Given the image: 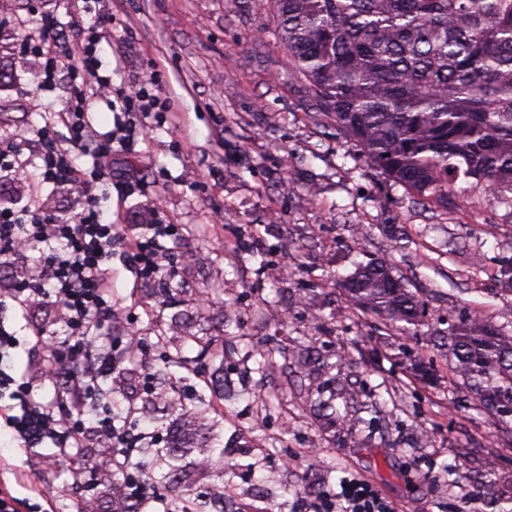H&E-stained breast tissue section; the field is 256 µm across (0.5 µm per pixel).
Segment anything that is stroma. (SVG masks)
I'll return each mask as SVG.
<instances>
[{
    "instance_id": "stroma-1",
    "label": "stroma",
    "mask_w": 512,
    "mask_h": 512,
    "mask_svg": "<svg viewBox=\"0 0 512 512\" xmlns=\"http://www.w3.org/2000/svg\"><path fill=\"white\" fill-rule=\"evenodd\" d=\"M103 10L113 88L143 82L162 102L112 161L144 187L109 200L112 221L134 234L155 218L179 234L167 243L168 293L114 252L112 302L123 320L112 335L132 329L145 342L101 384L135 404L131 424L161 445L201 396L224 408L160 492L178 502L218 488L223 512H296L352 475L396 512H512V417L474 403L448 346V321L464 312L512 328V292L495 275L512 258V204L472 179L447 204H418L355 157L292 77L270 11L252 0H103ZM46 14L66 42L90 22L82 0H0V129L42 126L46 104L69 89L65 72L55 93L37 91L34 65L8 48L18 22L33 31ZM368 253L425 302L419 335L346 295L343 279ZM274 265L287 275L269 278ZM12 319L27 341L19 364L33 394L50 398L36 367L46 349L31 338L63 327L61 313L42 304ZM155 321L214 339L223 364L189 348L203 379L165 370L148 340ZM299 349L310 352L306 364L293 358ZM0 455L30 482L63 483L52 449L26 452L4 431Z\"/></svg>"
}]
</instances>
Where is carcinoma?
<instances>
[{
    "mask_svg": "<svg viewBox=\"0 0 512 512\" xmlns=\"http://www.w3.org/2000/svg\"><path fill=\"white\" fill-rule=\"evenodd\" d=\"M296 76L336 134L419 201L474 179L512 201V0H275ZM345 289L411 336L424 302L377 259ZM454 371L480 404L512 416V333L475 314L448 322ZM211 342L153 326L170 366Z\"/></svg>",
    "mask_w": 512,
    "mask_h": 512,
    "instance_id": "1",
    "label": "carcinoma"
}]
</instances>
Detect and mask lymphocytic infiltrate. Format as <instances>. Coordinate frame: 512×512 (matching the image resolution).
Masks as SVG:
<instances>
[{"instance_id":"f902f5d3","label":"lymphocytic infiltrate","mask_w":512,"mask_h":512,"mask_svg":"<svg viewBox=\"0 0 512 512\" xmlns=\"http://www.w3.org/2000/svg\"><path fill=\"white\" fill-rule=\"evenodd\" d=\"M56 26L55 16H45L37 31L25 33L15 44L18 54L38 58L35 84L43 93L55 91L58 74L65 66ZM111 34V20L97 13L72 42L78 79L72 82L60 109H48L43 126L31 138L36 142L32 156L22 155L31 140L24 132L0 133V179L21 177L38 186L70 185L78 193L75 210L62 220L52 217L35 200L20 209L0 207V266L25 261L33 242L51 246L38 281L16 279L10 287L0 289V424L24 447L54 444L65 460L87 429L108 443L116 455L129 453L145 438L144 432L132 427L116 426L111 409L95 404L94 391L87 385L88 379L109 375L120 357L140 353V345L129 339L121 355H113L108 348L95 353L84 336L91 323L109 325L116 313L109 268L114 249L127 252L138 274L149 279L161 269L168 236L166 225L156 223L150 225L148 235H127L102 206V188L114 183L113 156L130 148L141 132V115L157 106L155 95L145 86H129L119 96L120 111L113 129L101 132L94 128L92 108L101 94L112 89L111 77L100 73L99 57L100 44ZM59 124L68 131L66 140L55 135ZM36 294L63 311L74 338L73 343L53 350L55 365L49 376L51 382L70 388L72 399L66 403L34 402L29 383L13 373V360L22 342L7 321L8 304ZM11 470L0 457V512H47V505L56 497L54 488L34 485L31 498H17L4 479ZM339 486L335 497L319 503L320 512H395L394 506L362 479L345 476ZM118 493L129 512H156L163 501L158 489L139 473L127 474Z\"/></svg>"}]
</instances>
